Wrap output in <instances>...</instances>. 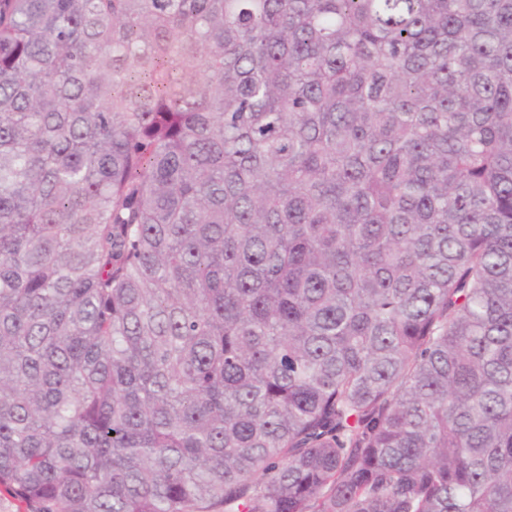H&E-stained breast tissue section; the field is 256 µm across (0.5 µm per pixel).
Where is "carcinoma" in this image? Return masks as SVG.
<instances>
[{"label":"carcinoma","mask_w":512,"mask_h":512,"mask_svg":"<svg viewBox=\"0 0 512 512\" xmlns=\"http://www.w3.org/2000/svg\"><path fill=\"white\" fill-rule=\"evenodd\" d=\"M2 488L512 512V0H0Z\"/></svg>","instance_id":"carcinoma-1"}]
</instances>
